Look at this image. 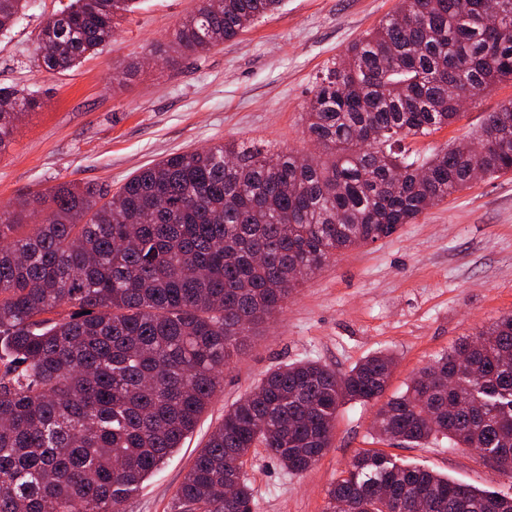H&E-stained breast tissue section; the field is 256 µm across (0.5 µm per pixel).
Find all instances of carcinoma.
<instances>
[{
    "mask_svg": "<svg viewBox=\"0 0 512 512\" xmlns=\"http://www.w3.org/2000/svg\"><path fill=\"white\" fill-rule=\"evenodd\" d=\"M134 2L70 0L36 35L38 67L63 72L105 47ZM201 2L178 33L184 53L236 38L281 0ZM460 2L399 0L326 64L303 113L317 155L224 142L170 154L114 193L64 181L0 211V512H123L304 280L469 186L465 141L420 161L405 146L459 118L455 97L512 81V0H469L466 13ZM27 5L0 0V34ZM37 106L0 88V151ZM482 127L494 132L485 176L512 171V100ZM394 363L380 351L344 373L312 360L269 372L224 411L172 512H252L251 449L310 469L340 407L379 399ZM372 430L512 453V314L424 367ZM416 499L429 512H512V497L372 451L331 486L325 512H411Z\"/></svg>",
    "mask_w": 512,
    "mask_h": 512,
    "instance_id": "obj_1",
    "label": "carcinoma"
}]
</instances>
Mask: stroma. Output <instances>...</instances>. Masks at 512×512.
Wrapping results in <instances>:
<instances>
[{
    "instance_id": "35a3bbf8",
    "label": "stroma",
    "mask_w": 512,
    "mask_h": 512,
    "mask_svg": "<svg viewBox=\"0 0 512 512\" xmlns=\"http://www.w3.org/2000/svg\"><path fill=\"white\" fill-rule=\"evenodd\" d=\"M67 0H30L0 35V87L33 92L39 108L18 122L0 151V209L26 190L61 181L118 190L137 169L168 154L227 141L310 152L302 121L313 81L326 63L375 28L398 0H282L235 39L179 55L177 33L199 0H137L112 41L79 66L49 74L34 40ZM177 58L169 66L168 58ZM512 82L462 108L459 120L409 141L428 156L478 128ZM512 313V173L474 181L425 210L391 237L345 251L293 292L283 312L257 329L247 353L224 371L222 388L194 433L124 504L125 512H171L198 448L224 417L280 366L317 360L346 372L389 351L387 395L405 391L435 358ZM378 403L344 404L330 447L302 473L264 449L243 472L253 512H324L326 491L360 451L374 450L480 489L512 494L479 453L447 441L414 446L378 438Z\"/></svg>"
}]
</instances>
